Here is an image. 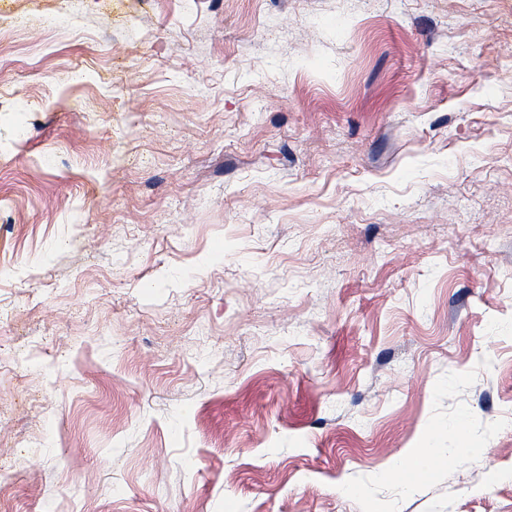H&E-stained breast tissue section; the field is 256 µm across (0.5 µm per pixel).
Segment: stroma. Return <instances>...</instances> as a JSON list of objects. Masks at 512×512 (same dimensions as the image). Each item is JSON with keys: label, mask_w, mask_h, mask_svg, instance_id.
Masks as SVG:
<instances>
[{"label": "stroma", "mask_w": 512, "mask_h": 512, "mask_svg": "<svg viewBox=\"0 0 512 512\" xmlns=\"http://www.w3.org/2000/svg\"><path fill=\"white\" fill-rule=\"evenodd\" d=\"M0 30V512H512V0Z\"/></svg>", "instance_id": "obj_1"}]
</instances>
